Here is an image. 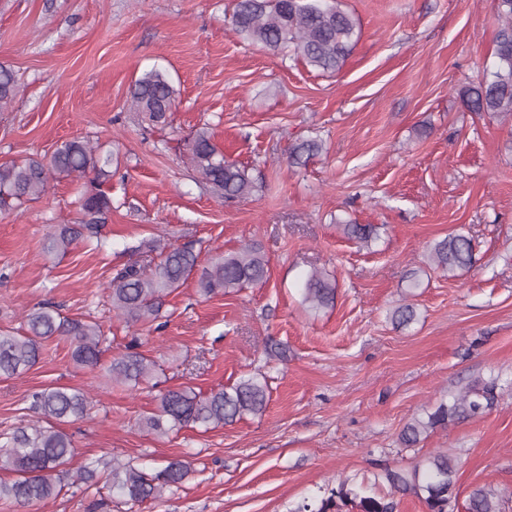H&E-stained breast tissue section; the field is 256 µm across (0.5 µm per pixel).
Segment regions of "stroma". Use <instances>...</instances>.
<instances>
[{
    "label": "stroma",
    "mask_w": 512,
    "mask_h": 512,
    "mask_svg": "<svg viewBox=\"0 0 512 512\" xmlns=\"http://www.w3.org/2000/svg\"><path fill=\"white\" fill-rule=\"evenodd\" d=\"M338 3L359 38L328 74L241 39L235 0H0V65L20 86L0 110V164L73 138L112 154L100 242L46 250L53 228L80 216L83 183L72 177L0 210V331L25 334L26 314L50 302L103 332L101 367L75 366L68 340L54 337L35 367L0 378V433L28 423L32 392L77 388L95 407L62 425L78 449L71 468L104 456L192 468L157 499L116 498L102 512H295L346 478L389 494L384 467L422 468L445 451L459 499L487 481L512 489V120L459 98L495 67L496 2ZM154 68L176 89L157 126L129 95ZM201 129L247 168L248 198L200 182L186 145ZM306 140L321 151L293 163ZM351 221L386 231L365 247L344 234ZM454 233L472 240L475 260L451 277L427 255ZM155 239L194 246L203 262L258 242L268 279L205 296L188 278L166 296L162 328L128 327L108 284L132 246ZM315 269L336 288L333 308L302 303ZM403 303L417 318L398 328L390 316ZM134 341L157 367L131 390L105 366ZM271 344L284 357L269 356ZM255 373L268 385L260 415L164 435L139 424L163 390L207 394ZM490 380L492 409L401 446L413 418ZM97 498L76 483L26 509L0 500V512H93Z\"/></svg>",
    "instance_id": "35a3bbf8"
}]
</instances>
